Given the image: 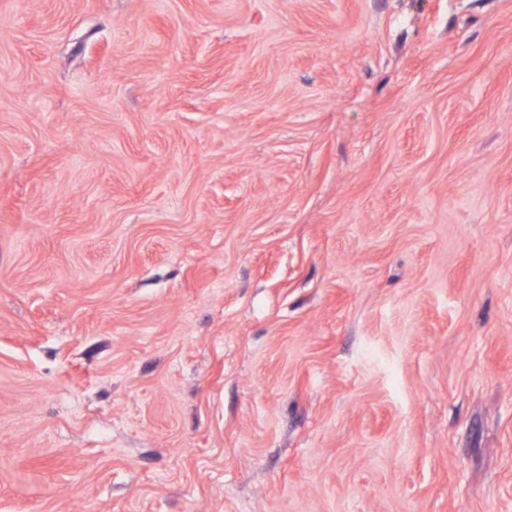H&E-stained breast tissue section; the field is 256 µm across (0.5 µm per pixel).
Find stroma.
I'll use <instances>...</instances> for the list:
<instances>
[{
  "label": "stroma",
  "mask_w": 512,
  "mask_h": 512,
  "mask_svg": "<svg viewBox=\"0 0 512 512\" xmlns=\"http://www.w3.org/2000/svg\"><path fill=\"white\" fill-rule=\"evenodd\" d=\"M0 512H512V0H0Z\"/></svg>",
  "instance_id": "obj_1"
}]
</instances>
